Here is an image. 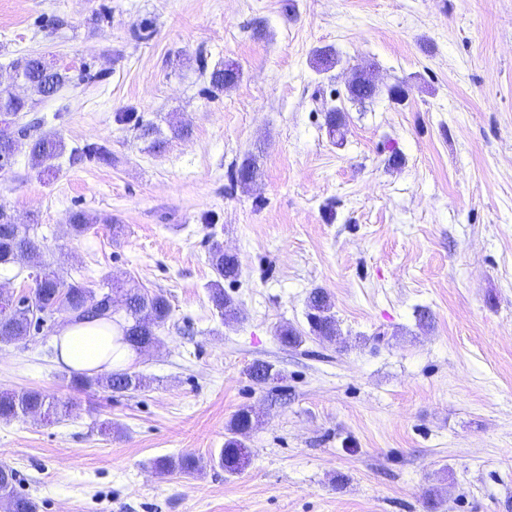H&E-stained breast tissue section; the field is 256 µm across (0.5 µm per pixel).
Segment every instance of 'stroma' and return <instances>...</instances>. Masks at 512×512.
<instances>
[{"label": "stroma", "mask_w": 512, "mask_h": 512, "mask_svg": "<svg viewBox=\"0 0 512 512\" xmlns=\"http://www.w3.org/2000/svg\"><path fill=\"white\" fill-rule=\"evenodd\" d=\"M325 47L339 62L320 72ZM30 55L69 81L20 123L112 162L46 174L18 152L0 209L37 219L63 282L125 279L172 315L128 365L138 391L71 387L64 314L0 341V391L69 405L0 421L18 495L38 512H512V0H0V82ZM225 62L240 79L210 93ZM356 67L382 95L348 99ZM249 158L256 180L232 185ZM75 211L97 219L78 237ZM214 239L240 264L229 322L208 293ZM315 288L335 341L308 333ZM256 362L278 379L252 380ZM244 408L259 422L230 474L216 458ZM182 454L204 471L154 470Z\"/></svg>", "instance_id": "obj_1"}]
</instances>
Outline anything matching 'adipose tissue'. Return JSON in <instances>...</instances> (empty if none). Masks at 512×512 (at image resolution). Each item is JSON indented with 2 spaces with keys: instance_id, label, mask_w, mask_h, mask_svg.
<instances>
[{
  "instance_id": "1",
  "label": "adipose tissue",
  "mask_w": 512,
  "mask_h": 512,
  "mask_svg": "<svg viewBox=\"0 0 512 512\" xmlns=\"http://www.w3.org/2000/svg\"><path fill=\"white\" fill-rule=\"evenodd\" d=\"M56 360L76 373L113 370L133 357V350L121 343L111 322L90 320L64 322L54 337Z\"/></svg>"
}]
</instances>
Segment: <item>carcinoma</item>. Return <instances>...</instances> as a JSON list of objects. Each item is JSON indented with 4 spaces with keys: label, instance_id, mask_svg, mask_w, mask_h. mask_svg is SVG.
Masks as SVG:
<instances>
[{
    "label": "carcinoma",
    "instance_id": "obj_1",
    "mask_svg": "<svg viewBox=\"0 0 512 512\" xmlns=\"http://www.w3.org/2000/svg\"><path fill=\"white\" fill-rule=\"evenodd\" d=\"M15 79L28 86L30 96L21 97L10 87L0 86V114L17 116L29 112L35 105V98L46 97L59 90L68 81L67 73L47 67L46 61L38 56L26 58L14 65ZM240 78L238 68L224 64L216 66L210 73V91L216 93L237 83ZM347 95L358 101L372 99L380 94L364 74L358 76L346 88ZM326 125L330 137L340 133L344 125V113L331 108L326 112ZM26 128L22 127L11 136V132L0 128V171L11 165L19 148L27 149L32 166L51 168V161L65 152L63 140L55 134H44L28 141ZM96 159L101 163H111L110 152L102 146H85L71 151L69 160L75 164L86 159ZM258 167L253 160H247L236 171V182L246 186L254 181ZM69 223L76 236L85 233L93 218L82 211L71 213ZM33 227L17 223L12 215L0 210V266L17 260L18 254H25L30 268L35 271V286L29 296L30 302L17 301L12 316L0 321V340H19L30 335L31 329L41 322L40 314L63 311L73 319L85 320L110 318L112 310L102 300L103 293L95 291L83 282L62 283L45 263L36 236L31 234ZM209 262L216 279L208 285L209 298L222 319L237 317L238 309L234 300L224 294V282H234L239 276L237 257L224 252V246L215 240L209 249ZM112 287L125 296L126 307L121 341L133 349L149 345L156 340L157 330L164 326L170 317L171 306L161 292L150 293L139 288H127L118 279H112ZM307 318L310 334L321 340L333 341L338 332L333 302L328 292L314 288L307 297ZM71 384L77 389L93 385L104 386L115 391L138 390L146 385V379L127 370L112 372L103 377L73 376ZM67 412V404L54 402L40 391L0 393V420L9 421L20 415L36 413L43 418H59ZM253 427V414L249 409L239 410L232 419L229 437L220 450L218 463L228 473L239 471L248 458V450L242 437ZM162 474L195 473L203 470L200 459L193 456L163 457L156 462ZM13 469L0 464V497L9 498L8 512H36L32 500L14 494Z\"/></svg>",
    "mask_w": 512,
    "mask_h": 512
}]
</instances>
